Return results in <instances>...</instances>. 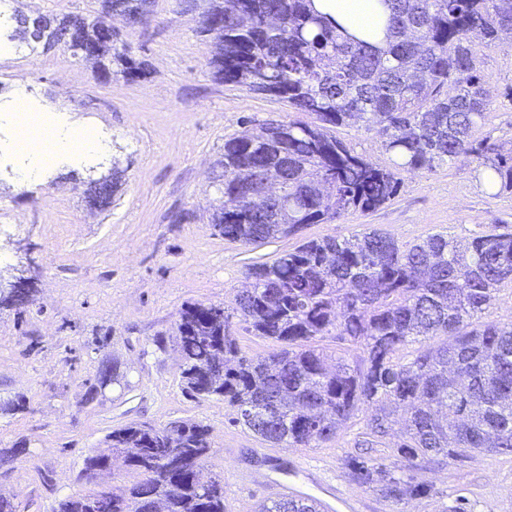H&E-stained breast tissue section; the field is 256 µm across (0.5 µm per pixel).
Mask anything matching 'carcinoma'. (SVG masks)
Returning <instances> with one entry per match:
<instances>
[{
  "label": "carcinoma",
  "mask_w": 512,
  "mask_h": 512,
  "mask_svg": "<svg viewBox=\"0 0 512 512\" xmlns=\"http://www.w3.org/2000/svg\"><path fill=\"white\" fill-rule=\"evenodd\" d=\"M142 23L148 0H103ZM389 10L385 46L344 34L318 13L313 0H210L199 33L214 43V78L282 100L315 116L312 123L271 120L258 140L244 129L224 139L212 224L224 239L264 243L328 224L350 211L372 212L395 197L400 174L434 171L471 159L484 186L512 194V148L474 132L484 120L490 88L479 68L482 53L512 40V0H383ZM98 47L91 61L112 62L130 81L147 64L117 47L106 21L67 16L58 26L38 18L15 37L51 44L67 29ZM363 121L378 129L391 166H380L330 133ZM281 181L288 210L266 213L264 184L249 172ZM252 287L232 307L191 304L181 310L174 344L185 389L216 397L234 422L285 448H316L365 410L367 435L385 434L391 416L407 411L396 452L397 471L352 459L347 475L396 502L435 494L415 473L416 460H454L481 454L512 456V318L485 321L501 287L512 285V230L494 226L464 241L441 233L401 245L372 229L348 238L303 241L271 263L248 267ZM254 336L278 344L246 356L232 319ZM335 336L362 352L352 365L319 342ZM442 341L433 344L435 337ZM422 344L415 357L397 351ZM126 385L121 363L102 365L90 384ZM127 448L130 480L75 493L53 512H224V482L201 487L193 470L210 452L208 428L186 419L154 428L130 423L112 430L105 447L89 453L80 477ZM256 512H316L282 496Z\"/></svg>",
  "instance_id": "carcinoma-1"
}]
</instances>
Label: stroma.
Masks as SVG:
<instances>
[{
	"instance_id": "obj_1",
	"label": "stroma",
	"mask_w": 512,
	"mask_h": 512,
	"mask_svg": "<svg viewBox=\"0 0 512 512\" xmlns=\"http://www.w3.org/2000/svg\"><path fill=\"white\" fill-rule=\"evenodd\" d=\"M205 6V0H155L147 22L133 29L112 17L119 41L149 66L135 82L115 65L101 77L61 45L47 49L31 40L0 58L1 101L26 84L35 103L62 108L61 124L84 122L112 140L109 153L70 154L26 184L0 171V277L22 271L36 288L27 305L0 306V404L25 403L16 412L0 411V450L28 448L0 464V494L11 497L18 512H52L57 500L88 491L78 479L83 460L113 429L192 419L210 431L203 474L223 478L224 512H254L259 502L279 498L249 474L288 482L300 479L305 466L323 470L376 512H451L461 497L470 512H512V456L420 463L418 474L435 494L396 504L350 481L346 463L362 455L398 466L397 429L360 448L365 421L358 416L322 447L274 448L234 423L222 400L190 397L178 352L157 349L156 338L172 336L185 305L230 304L246 286L250 263L273 261L296 244L287 237L244 246L212 227L225 137L259 131L271 119L305 122L309 116L213 79V46L197 32ZM101 11V0H23L17 7L18 15L32 18L74 13L92 19ZM480 70L492 97L477 134L510 143L512 100L503 91L512 85V44L486 50ZM333 134L388 165L377 130L359 122ZM116 170L121 187L93 202L91 181ZM401 179L396 196L378 210L309 225L304 236L347 237L375 228L410 244L432 233L463 239L500 219L512 223V194L488 195L471 161ZM112 358L128 388L89 399L98 366Z\"/></svg>"
}]
</instances>
